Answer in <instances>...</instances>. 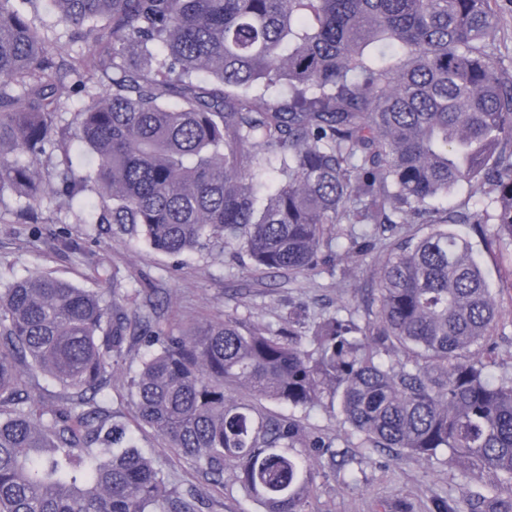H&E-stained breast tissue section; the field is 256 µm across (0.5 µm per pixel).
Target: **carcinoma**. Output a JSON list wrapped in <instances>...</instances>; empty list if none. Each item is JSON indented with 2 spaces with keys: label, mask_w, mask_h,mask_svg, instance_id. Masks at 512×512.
<instances>
[{
  "label": "carcinoma",
  "mask_w": 512,
  "mask_h": 512,
  "mask_svg": "<svg viewBox=\"0 0 512 512\" xmlns=\"http://www.w3.org/2000/svg\"><path fill=\"white\" fill-rule=\"evenodd\" d=\"M38 2L0 0V196L25 200L19 220L57 190L168 255L224 237L293 275L343 224L356 254L411 217L429 225L385 238L356 320L308 335L292 312L274 333L226 315L150 342L141 422L214 484L233 468L263 512H312L331 444L294 412L326 394L357 447L446 453L485 512H512V376L472 351L505 323L473 243L448 230L512 248V49L497 37L512 0H52L70 41L98 48L83 65L50 49ZM71 76L92 99L73 128L58 122ZM283 83L281 102L251 93ZM75 143L97 157L77 182L54 188L23 160ZM464 187L471 208L436 205ZM139 327L48 275L0 289V512H197L150 457L91 448L122 436L97 395ZM24 366L69 390L67 407L37 410Z\"/></svg>",
  "instance_id": "obj_1"
}]
</instances>
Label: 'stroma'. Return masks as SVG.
<instances>
[{
	"label": "stroma",
	"instance_id": "stroma-1",
	"mask_svg": "<svg viewBox=\"0 0 512 512\" xmlns=\"http://www.w3.org/2000/svg\"><path fill=\"white\" fill-rule=\"evenodd\" d=\"M92 163L84 149L69 157L48 153L34 159L33 169L52 184L63 170L81 177ZM23 202L13 194L0 197V287L48 274L77 287L100 292L104 302L120 292L121 308L154 334H174L232 315L248 325L279 329L289 310L303 307L306 322L360 306L365 289L385 258L383 248L348 259L325 253L324 263L305 276L254 272L239 242L222 238L173 258L154 250L141 233L116 224L83 222L77 204L58 193L47 194L36 224L17 221ZM501 314L509 325L493 339L494 376L512 375V253L487 250L474 242ZM147 339L133 336L100 394L113 422L120 424L137 448L152 456L170 489L197 492L199 512H261L234 486L225 470L223 485L207 481L151 429L140 425L131 398ZM306 429L333 443L346 460L339 469L324 468L317 479L314 512H436L440 501L472 498L479 486L467 483L447 455L425 462L400 458L380 448H355L339 422L330 399L295 413Z\"/></svg>",
	"mask_w": 512,
	"mask_h": 512
}]
</instances>
